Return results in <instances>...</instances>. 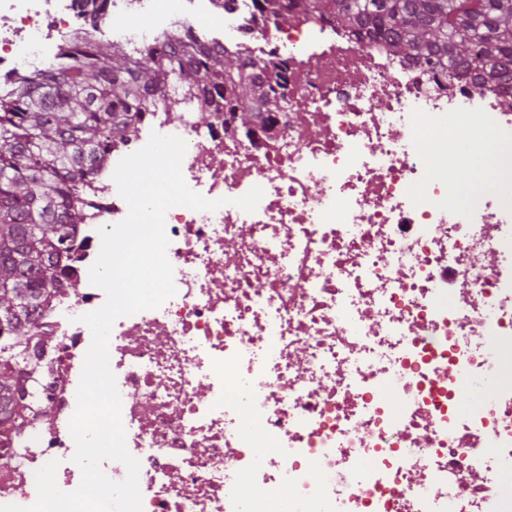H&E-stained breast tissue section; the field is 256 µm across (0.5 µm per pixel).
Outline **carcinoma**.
Wrapping results in <instances>:
<instances>
[{"instance_id": "cac0c4a2", "label": "carcinoma", "mask_w": 512, "mask_h": 512, "mask_svg": "<svg viewBox=\"0 0 512 512\" xmlns=\"http://www.w3.org/2000/svg\"><path fill=\"white\" fill-rule=\"evenodd\" d=\"M259 20L301 13L333 20L361 44L382 40L437 71L452 68L512 83V0H261ZM287 66L166 42L131 51L98 41L62 50L46 71L0 92V436L27 423L30 348L42 340L41 309L56 295L60 259L83 223L79 183L112 146L137 133L136 118L178 81L206 78L225 111L250 133L284 109Z\"/></svg>"}]
</instances>
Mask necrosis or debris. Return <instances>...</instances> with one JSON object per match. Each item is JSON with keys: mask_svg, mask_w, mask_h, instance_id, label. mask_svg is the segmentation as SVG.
<instances>
[{"mask_svg": "<svg viewBox=\"0 0 512 512\" xmlns=\"http://www.w3.org/2000/svg\"><path fill=\"white\" fill-rule=\"evenodd\" d=\"M91 11L0 0V80L80 40L189 33L287 62V104L247 134L225 128L223 96L200 124L203 104L171 89L84 186L28 382L36 423L0 447V505L34 504L53 460L61 490L81 482L69 421L92 335L80 317L106 300L89 269L99 228L128 211L115 168L156 132L185 141L186 183L224 204L167 211L176 293L110 333L142 512H512V387L469 398L480 370L512 373V165L477 157L512 130L502 91L356 45L332 21L254 27V0ZM256 186L254 212L235 206Z\"/></svg>", "mask_w": 512, "mask_h": 512, "instance_id": "1", "label": "necrosis or debris"}]
</instances>
